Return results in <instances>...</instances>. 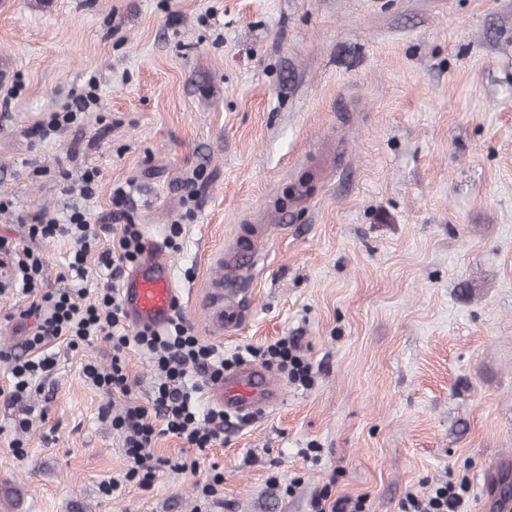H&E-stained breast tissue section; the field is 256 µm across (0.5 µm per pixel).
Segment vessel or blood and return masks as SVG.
<instances>
[{
  "label": "vessel or blood",
  "instance_id": "b4317fda",
  "mask_svg": "<svg viewBox=\"0 0 512 512\" xmlns=\"http://www.w3.org/2000/svg\"><path fill=\"white\" fill-rule=\"evenodd\" d=\"M225 288L216 280L213 295L219 304L215 318L225 328L239 322V309ZM124 309L135 327L152 330L164 328L169 319L184 307V300L172 277V264L155 243H148L138 265L129 273L121 293ZM211 400L224 410L234 413L257 407H273L280 395L277 388L257 368L245 366L211 382Z\"/></svg>",
  "mask_w": 512,
  "mask_h": 512
}]
</instances>
